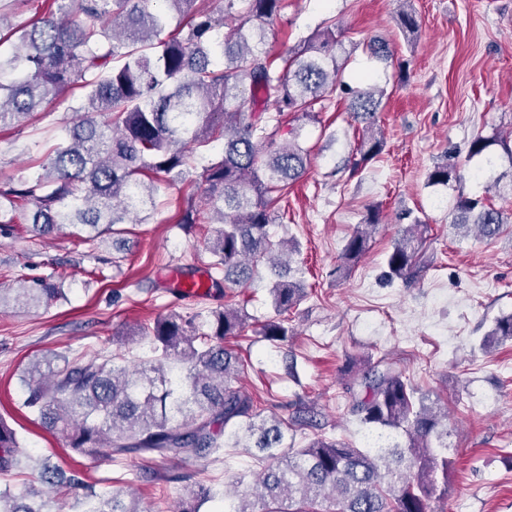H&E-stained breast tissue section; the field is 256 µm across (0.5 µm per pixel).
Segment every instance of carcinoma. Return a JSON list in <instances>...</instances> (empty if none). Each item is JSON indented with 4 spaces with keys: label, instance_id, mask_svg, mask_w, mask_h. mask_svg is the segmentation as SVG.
<instances>
[{
    "label": "carcinoma",
    "instance_id": "1",
    "mask_svg": "<svg viewBox=\"0 0 512 512\" xmlns=\"http://www.w3.org/2000/svg\"><path fill=\"white\" fill-rule=\"evenodd\" d=\"M26 0L0 5V126L21 124L43 105L69 95L68 111L78 119L60 128L64 144L41 170L0 184V232L20 201L34 205L32 232L51 236L65 229L85 241L118 233L115 226L145 223L169 186L190 188L179 223L196 224L197 184L207 185L204 207L220 227L205 239L213 285L247 284L267 264L276 277L269 293L274 316L262 325L270 342L288 338L286 314L305 297L300 284L285 279L293 239L275 238L273 205L299 179L308 150L297 131L280 142L282 117L295 113L313 121L315 105L341 92L362 124L359 165L382 153L376 131L385 96L376 85L342 84V43L336 21L300 39L285 53L265 48L266 26L281 16L288 0H224L216 13L209 0H162L183 18L164 34L166 18L151 0H41V16L16 29L7 11ZM232 23L224 33V22ZM273 105L275 113L266 114ZM224 137L220 157L210 144ZM512 164V136L475 137L468 158L482 156L489 187L498 189L493 147ZM449 155L428 175L434 185L459 180ZM380 223L372 211L356 227L341 253L342 268L366 252ZM512 223V212L484 197L458 194L451 226L458 234L497 236ZM425 227L404 228L386 258L387 275L407 283L431 265ZM62 289L46 277L38 284L0 283V310L48 306ZM246 325L241 310L224 307L199 312L191 320L176 314L141 328L150 355L131 368L118 357L96 353L70 362L51 353L22 378L23 406L42 426L63 434L72 450L112 460L147 456L158 463L154 479L187 481L186 497L173 512H201L224 497V512H434L431 503L448 497V412L419 392L383 359L349 379V415L387 434L386 448H356L324 435L297 448L284 445L285 428L314 427L315 407L301 403L289 420L266 417L254 396L239 385L243 363L224 339ZM512 341V314L495 320L481 348ZM225 448H254L263 464L244 490L222 491L174 465L218 456ZM28 468L41 488L16 493L0 489V512H55L43 490L72 493L69 512H144L121 487L99 495L94 486L40 460L0 419V474Z\"/></svg>",
    "mask_w": 512,
    "mask_h": 512
}]
</instances>
